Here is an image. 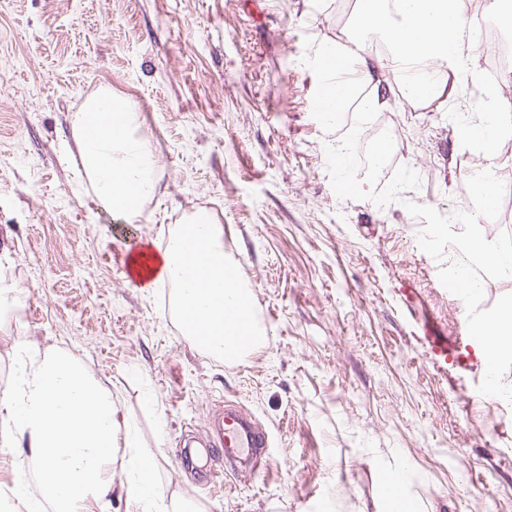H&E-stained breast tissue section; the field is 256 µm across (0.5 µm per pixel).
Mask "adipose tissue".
<instances>
[{"label": "adipose tissue", "mask_w": 512, "mask_h": 512, "mask_svg": "<svg viewBox=\"0 0 512 512\" xmlns=\"http://www.w3.org/2000/svg\"><path fill=\"white\" fill-rule=\"evenodd\" d=\"M466 10V0H359L353 51L343 52L327 41L315 53L328 112L342 111L343 88L361 82L376 85L359 102L363 112L390 108L399 99L428 105L454 97V75H475L480 69L478 58L464 48ZM377 40L388 44L391 60L403 70L426 68L430 79L415 85H377L380 60L372 48ZM138 124L135 104L106 90L86 99L75 133L81 167L92 178L98 199L130 222L140 216L158 184L149 143L135 134ZM454 131L460 140L481 148L487 168L497 167L499 145L512 136V103L501 91H493L478 115L457 122ZM510 191L512 185L496 177L479 178L473 211L456 219L460 231L448 255V271L466 283L470 294L485 288L471 274L476 263L489 267L498 281H512V246L490 243L478 231L480 217ZM128 264L139 282L175 283L182 333L196 346L232 359L264 342L252 292L236 277L224 253L223 232L208 215L183 225L163 251L147 247L133 252ZM474 328L488 393L511 400L512 391L501 385L499 374L512 364V296L478 318ZM117 432L110 391L62 351L34 352L16 385L0 391V435L26 445L40 475L56 476L49 489L54 512H100L112 494ZM124 467L125 494L140 512H204L174 497L160 504L151 481L156 457L150 449L129 446Z\"/></svg>", "instance_id": "ef3b65f1"}]
</instances>
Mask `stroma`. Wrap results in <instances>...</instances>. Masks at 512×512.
<instances>
[{
    "instance_id": "obj_1",
    "label": "stroma",
    "mask_w": 512,
    "mask_h": 512,
    "mask_svg": "<svg viewBox=\"0 0 512 512\" xmlns=\"http://www.w3.org/2000/svg\"><path fill=\"white\" fill-rule=\"evenodd\" d=\"M353 0H0V389L22 350L63 351L112 392L119 435L156 453L159 492L207 512H378L405 470L418 512H512V402L482 367H437L424 325L455 336L436 225L480 168L450 112L408 103L315 122L322 41L349 39ZM132 99L158 190L134 223L97 199L71 155L85 99ZM349 143L343 190L327 161ZM385 149L386 160L360 157ZM252 288L267 341L227 362L190 345L169 288L128 278L132 241L165 244L197 212ZM250 412L279 462L255 480L182 467L225 403Z\"/></svg>"
}]
</instances>
